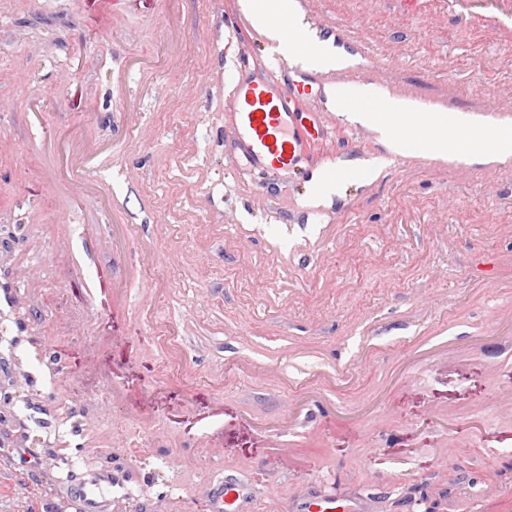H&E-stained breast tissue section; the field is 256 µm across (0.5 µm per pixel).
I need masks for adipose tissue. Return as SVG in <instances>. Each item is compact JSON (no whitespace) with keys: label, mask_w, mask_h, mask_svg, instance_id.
I'll return each instance as SVG.
<instances>
[{"label":"adipose tissue","mask_w":512,"mask_h":512,"mask_svg":"<svg viewBox=\"0 0 512 512\" xmlns=\"http://www.w3.org/2000/svg\"><path fill=\"white\" fill-rule=\"evenodd\" d=\"M241 8L249 15L253 25L266 32L267 39L274 43L276 52L292 63L323 67L347 65L348 60L339 54L330 41L311 38L304 50H296L293 43L284 41L278 30L269 23L272 18L284 16L288 19L289 31H304L305 25L297 11L294 0H240ZM387 108L392 117L391 122H384L370 112L348 113L349 121L378 130L388 143L392 152L404 153L422 151L428 145H436L440 151L454 150L462 158L505 160L512 155V126L499 127L495 133L496 149H489L485 137L479 133L473 119L462 113L447 115L432 112L414 111L412 105L398 100L389 101ZM402 118L407 124H424L431 129L429 141L413 142L398 138L395 118Z\"/></svg>","instance_id":"ef3b65f1"}]
</instances>
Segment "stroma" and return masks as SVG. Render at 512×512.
<instances>
[{"label": "stroma", "instance_id": "35a3bbf8", "mask_svg": "<svg viewBox=\"0 0 512 512\" xmlns=\"http://www.w3.org/2000/svg\"><path fill=\"white\" fill-rule=\"evenodd\" d=\"M309 32L324 20L372 50L397 85L456 89L472 114L486 92L512 106V18L448 0H295ZM233 0H0V246L34 281L0 291L27 308L29 338L0 346L30 375L14 397L32 443L57 457L29 479L0 469V512H64L67 475L112 470L135 512H206L215 470L244 471L263 512L327 473L370 493L372 512H412L399 495L447 487L466 512L474 475L512 486V180L495 162L410 152L396 166L375 131L307 100L326 138L308 169L224 175L230 76L267 49L232 19ZM94 144L96 183L75 191L64 156ZM358 170L316 199L311 182ZM498 187L495 197L485 183ZM133 224L136 243L113 240ZM303 273L283 288L266 269L277 230ZM248 243L239 256L229 241ZM499 282L483 289L478 268ZM376 356L343 384L318 383ZM56 349L59 373L42 356ZM275 374L243 373L245 361ZM302 405L285 425L282 400ZM459 451L458 465L444 447ZM184 461L178 475L170 456ZM277 488L266 494L267 484Z\"/></svg>", "mask_w": 512, "mask_h": 512}]
</instances>
